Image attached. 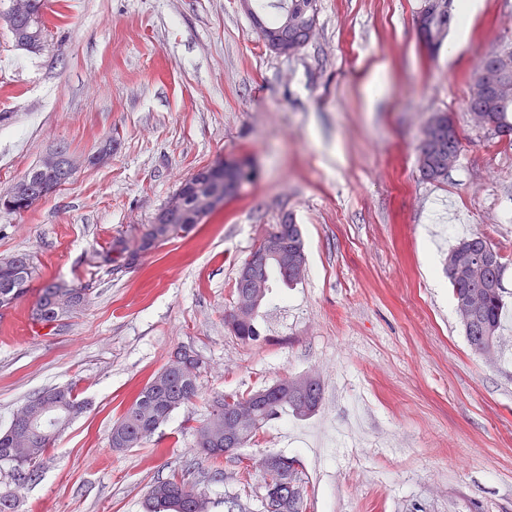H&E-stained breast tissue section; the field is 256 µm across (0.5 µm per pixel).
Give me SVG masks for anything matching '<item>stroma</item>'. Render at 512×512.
I'll list each match as a JSON object with an SVG mask.
<instances>
[{
	"instance_id": "35a3bbf8",
	"label": "stroma",
	"mask_w": 512,
	"mask_h": 512,
	"mask_svg": "<svg viewBox=\"0 0 512 512\" xmlns=\"http://www.w3.org/2000/svg\"><path fill=\"white\" fill-rule=\"evenodd\" d=\"M424 0H318L314 39L283 58L239 0H46L62 16L42 47L0 24V194L57 147L81 165L30 210H0V258L33 256L41 281L89 286L66 326L33 323L37 291L0 310V428L32 396L73 385L91 406L58 437L18 512H144L151 485L182 476L224 512H258L242 462L296 458L304 512H512V144L476 126L468 80L512 46V0H479L464 47L427 56ZM384 86L368 95L376 66ZM462 152L446 181L416 158L434 111ZM106 162H95L103 149ZM248 158L240 197L131 268L102 261L151 223L198 168ZM307 272L277 286L261 341L224 323L238 270L284 219ZM483 234L502 257L505 308L493 358L471 348L445 273L449 249ZM191 347L200 394L140 448L112 452L113 422ZM313 373L315 414H285L235 460L198 453L190 423L216 393Z\"/></svg>"
}]
</instances>
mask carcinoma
I'll return each instance as SVG.
<instances>
[{
  "label": "carcinoma",
  "instance_id": "obj_1",
  "mask_svg": "<svg viewBox=\"0 0 512 512\" xmlns=\"http://www.w3.org/2000/svg\"><path fill=\"white\" fill-rule=\"evenodd\" d=\"M250 17L264 45L285 58L299 53L308 45V32L317 24V0H251ZM451 4L434 8L427 0L424 14L429 26L424 32L423 45L430 53L436 51L448 32ZM492 53L508 56L502 68L500 88L484 83L482 68L476 67L468 82V101L477 104L471 112L475 123L494 137L512 144V47L504 46ZM429 123L438 127L432 140H422L418 146V170L429 182L440 183L448 178V170L458 162L461 136L453 127L448 113H434ZM71 172L59 166L51 167L47 159L27 171L15 182L6 197L29 199L33 206L38 199L27 193V185L39 182L55 184L60 178H70ZM184 199L181 211H160L152 223L145 225L138 238L112 244V258L104 260L136 265L140 258L158 246L181 238L195 223L194 215L207 217L213 212L209 199L220 194L231 200L238 193L224 192V182L211 178L194 181L186 189H177ZM277 238L281 250L288 253L283 263L269 255L257 276H248L239 269L235 280V304L246 307L243 318L227 323L234 336L244 344L260 340L258 318L262 304L272 288L273 279L290 286L302 280L306 272V253L300 225L288 220L275 224L266 234ZM496 249L478 233L460 241L448 252L445 272L452 287L455 312L470 345L481 355L491 357L499 343L502 299V263L486 261ZM36 264L27 254L0 259V310L12 307L32 288ZM90 302V288L75 287L65 282L44 284L32 312L34 323L51 324L55 330L74 317ZM199 358L180 362L168 361L132 398L123 414L112 425L110 447L115 452L139 448L150 441L156 430L182 406L199 394ZM322 400V387L313 374H300L275 383L268 393L216 394L209 401L206 416L191 427L196 447L213 462L224 458V433L229 432L239 447L249 444L257 433L285 411L304 418L314 414ZM85 402L78 398L75 387L59 386L29 398L14 415L10 424L0 430V467L8 475V483L0 488V512H17L19 496L26 487L41 477V466L55 440L71 421L83 412ZM239 413L243 420L228 422V413ZM304 479L296 471L294 481L281 496L277 512H302ZM145 512H210V501L194 486L177 474L153 484L144 504Z\"/></svg>",
  "mask_w": 512,
  "mask_h": 512
}]
</instances>
